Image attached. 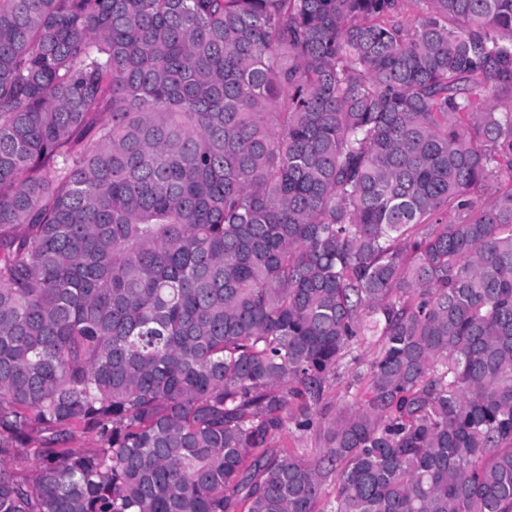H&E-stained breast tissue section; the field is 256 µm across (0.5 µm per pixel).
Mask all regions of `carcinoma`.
<instances>
[{"label":"carcinoma","mask_w":512,"mask_h":512,"mask_svg":"<svg viewBox=\"0 0 512 512\" xmlns=\"http://www.w3.org/2000/svg\"><path fill=\"white\" fill-rule=\"evenodd\" d=\"M329 480L512 512V0H0V512ZM351 372V367L343 365L338 379L330 380L328 383L319 407L321 431H312L302 438H297L286 430L273 439L272 448H302L301 451L311 458L319 456L321 449L324 448L322 432L331 419L336 416V410L342 403L345 388L351 379Z\"/></svg>","instance_id":"cac0c4a2"}]
</instances>
